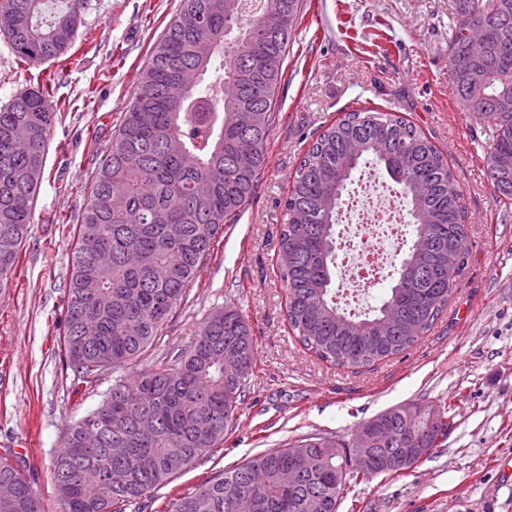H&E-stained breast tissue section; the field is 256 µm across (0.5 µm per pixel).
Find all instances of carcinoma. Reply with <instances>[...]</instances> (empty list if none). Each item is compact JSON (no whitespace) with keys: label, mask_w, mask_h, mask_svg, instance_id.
<instances>
[{"label":"carcinoma","mask_w":512,"mask_h":512,"mask_svg":"<svg viewBox=\"0 0 512 512\" xmlns=\"http://www.w3.org/2000/svg\"><path fill=\"white\" fill-rule=\"evenodd\" d=\"M304 0H181L154 44L134 95L97 162L72 252L62 331L77 379L133 362L162 334L224 225L255 196L274 122L288 46ZM86 0H0V34L26 63L64 55ZM448 76L460 110L488 122L485 173L512 203V0H454ZM274 13L281 24L267 28ZM237 41L224 46V31ZM475 38L485 41L470 59ZM56 112L47 91H22L0 107V290L9 286L34 223ZM253 144L250 163L237 146ZM383 170L400 193L415 240L389 274L381 304L351 311L336 300V219L354 174ZM461 191L443 153L394 112L354 110L309 145L284 204L276 269L288 325L338 367L399 355L448 307L470 252ZM230 363L241 365L235 378ZM255 365L253 334L235 307L213 310L185 349L120 378L70 425L53 461L59 512H125L219 447ZM408 404L359 424L349 442L305 440L296 457L276 448L224 470L169 501L166 512H338L347 483L394 475L389 462L439 448L448 410L407 417ZM341 452H336V448ZM299 477L288 486L283 472ZM124 472L121 484L112 472ZM11 494L0 512H44L24 474L0 460Z\"/></svg>","instance_id":"cac0c4a2"}]
</instances>
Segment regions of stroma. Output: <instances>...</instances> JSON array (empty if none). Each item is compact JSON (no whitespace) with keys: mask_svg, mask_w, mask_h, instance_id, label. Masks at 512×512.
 <instances>
[{"mask_svg":"<svg viewBox=\"0 0 512 512\" xmlns=\"http://www.w3.org/2000/svg\"><path fill=\"white\" fill-rule=\"evenodd\" d=\"M277 94L256 196L226 225L164 340L133 364L77 383L60 347L73 236L95 163L123 119L154 43L180 0H87L77 64L16 60L0 38V105L43 88L59 112L13 281L0 291V457L19 463L45 512L51 464L68 425L116 379L190 344L213 308L253 332L255 366L223 444L133 503L172 498L222 470L314 435L350 440L360 422L408 402L447 405L440 448L401 476L346 486L340 512H512V206L484 171L486 123L460 110L448 77L452 0H304ZM353 110L402 113L444 153L467 207L465 274L434 327L402 354L361 370L321 361L293 336L274 274L289 182L313 134Z\"/></svg>","mask_w":512,"mask_h":512,"instance_id":"stroma-1","label":"stroma"}]
</instances>
